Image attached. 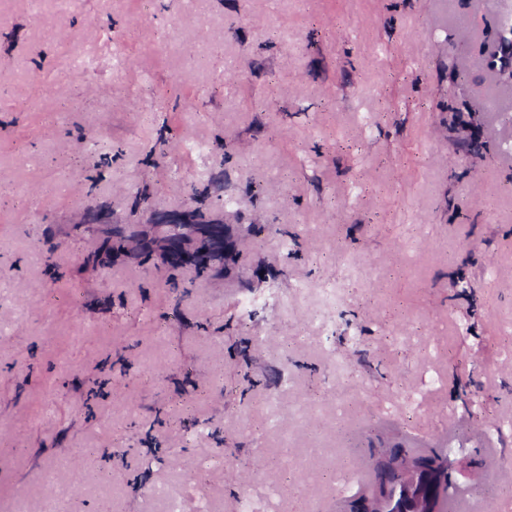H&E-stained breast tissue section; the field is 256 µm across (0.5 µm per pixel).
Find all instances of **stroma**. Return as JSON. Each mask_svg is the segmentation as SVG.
I'll list each match as a JSON object with an SVG mask.
<instances>
[{
    "label": "stroma",
    "instance_id": "stroma-1",
    "mask_svg": "<svg viewBox=\"0 0 512 512\" xmlns=\"http://www.w3.org/2000/svg\"><path fill=\"white\" fill-rule=\"evenodd\" d=\"M508 24L0 0V512H349L397 446L450 455L445 512H512ZM185 207L228 217L225 268H100L85 213Z\"/></svg>",
    "mask_w": 512,
    "mask_h": 512
}]
</instances>
